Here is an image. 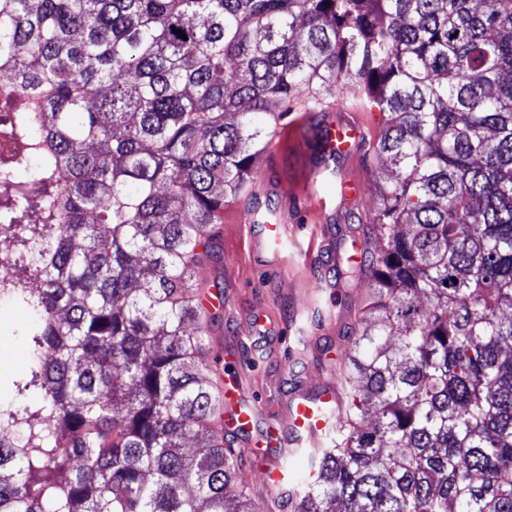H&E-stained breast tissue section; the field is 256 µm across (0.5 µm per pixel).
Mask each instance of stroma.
Here are the masks:
<instances>
[{
  "mask_svg": "<svg viewBox=\"0 0 512 512\" xmlns=\"http://www.w3.org/2000/svg\"><path fill=\"white\" fill-rule=\"evenodd\" d=\"M315 142L309 113H289L277 129L274 152L264 154L257 167L265 180L255 192L275 201L276 218L288 229L284 242L287 266L271 262L267 253L244 251L239 225L227 221L220 226V261L207 262L199 271L205 283L223 286V307L216 313L210 338L212 357L221 365L235 367L255 393L271 398L292 381L313 385L329 376L337 349L349 347V336L359 324V310L370 295L367 279L349 281L332 299L323 297L317 285L333 282L334 268L344 267L353 256L349 236H364L384 169L365 150L351 151L340 159L337 175L359 184L360 199L336 200L325 213L314 212L307 193L316 160ZM258 310L284 326L285 341L264 349L256 358L250 351L247 329ZM331 310L336 320L328 319ZM28 321L24 307L0 304V373L25 374L27 345L18 331Z\"/></svg>",
  "mask_w": 512,
  "mask_h": 512,
  "instance_id": "1",
  "label": "stroma"
}]
</instances>
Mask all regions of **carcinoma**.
<instances>
[{
  "label": "carcinoma",
  "instance_id": "carcinoma-1",
  "mask_svg": "<svg viewBox=\"0 0 512 512\" xmlns=\"http://www.w3.org/2000/svg\"><path fill=\"white\" fill-rule=\"evenodd\" d=\"M4 62L39 95L27 177L0 166L31 314L0 512H282L225 444L197 272L281 121L348 84L384 116L382 246L344 270L373 281L344 410L281 449L292 512H512V0H0Z\"/></svg>",
  "mask_w": 512,
  "mask_h": 512
}]
</instances>
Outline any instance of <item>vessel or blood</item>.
<instances>
[{"instance_id": "vessel-or-blood-1", "label": "vessel or blood", "mask_w": 512, "mask_h": 512, "mask_svg": "<svg viewBox=\"0 0 512 512\" xmlns=\"http://www.w3.org/2000/svg\"><path fill=\"white\" fill-rule=\"evenodd\" d=\"M368 130L362 123L342 121L339 137L341 151L366 140ZM243 226L248 247L276 254L284 228L279 224L253 225L249 214L237 215ZM226 433L238 429H253L264 424L262 444L253 445L248 453L260 473L264 487L278 488L287 485L288 474L281 462L271 455L275 448H316L330 431L328 411H339L342 395L333 379H326L315 388L292 387L277 400L270 401L255 396L243 382L233 380L224 387Z\"/></svg>"}]
</instances>
